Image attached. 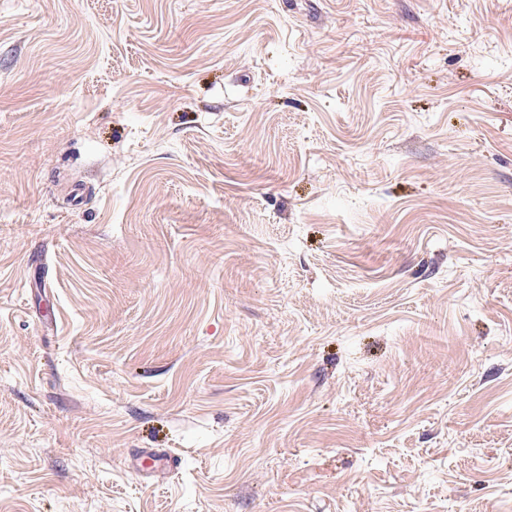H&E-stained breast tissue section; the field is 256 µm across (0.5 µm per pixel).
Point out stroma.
<instances>
[{
	"instance_id": "stroma-1",
	"label": "stroma",
	"mask_w": 512,
	"mask_h": 512,
	"mask_svg": "<svg viewBox=\"0 0 512 512\" xmlns=\"http://www.w3.org/2000/svg\"><path fill=\"white\" fill-rule=\"evenodd\" d=\"M0 512H512V0H0ZM143 456L141 466L147 472L174 470L178 465L176 456L167 451L146 452Z\"/></svg>"
}]
</instances>
